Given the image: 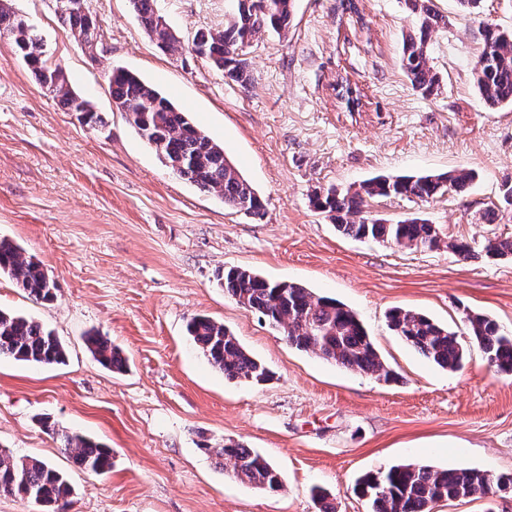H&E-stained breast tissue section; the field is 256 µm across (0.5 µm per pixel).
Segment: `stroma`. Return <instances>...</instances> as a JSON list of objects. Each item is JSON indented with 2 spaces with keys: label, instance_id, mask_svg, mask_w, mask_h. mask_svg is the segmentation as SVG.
<instances>
[{
  "label": "stroma",
  "instance_id": "obj_1",
  "mask_svg": "<svg viewBox=\"0 0 512 512\" xmlns=\"http://www.w3.org/2000/svg\"><path fill=\"white\" fill-rule=\"evenodd\" d=\"M11 4L104 120L92 128L65 111L0 40V238L57 286L55 300L41 302L1 276L0 310L43 323L66 351L58 365L0 358V448L62 470L74 489L67 512H318L315 486L336 512H367L354 485L379 468L512 472V376L494 374L476 351L462 370L442 369L385 318L394 307L413 309L462 335L470 310L512 335V260L356 241L309 202L313 191L377 174L468 168L475 179L463 193L376 199L369 215H417L445 239L512 238V212L499 224L479 221L512 180V108L488 109L472 81L485 26L512 30V0H483L476 14L435 0L447 26L429 43L441 79L430 97L399 65L402 36L415 25L400 0H361L360 24L337 14L336 0H295L287 37L267 33L247 47L243 85L190 50L197 31L223 28L226 0H159L181 42L176 52L157 48L129 0H85L99 31L91 52L54 0ZM115 67L163 92L223 145L260 192L262 217L226 209L161 164L113 103ZM340 76L363 89L361 111L337 104ZM229 267L346 304L399 382L292 347L225 294L214 272ZM196 314L224 323L272 380L225 379L187 336ZM91 334L123 352L125 372L95 359ZM64 431L111 448V470L74 466L61 451ZM227 439L265 455L282 490L217 466L203 447Z\"/></svg>",
  "mask_w": 512,
  "mask_h": 512
}]
</instances>
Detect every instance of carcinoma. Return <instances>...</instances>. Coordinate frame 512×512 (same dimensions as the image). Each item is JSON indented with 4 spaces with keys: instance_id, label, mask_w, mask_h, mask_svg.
Masks as SVG:
<instances>
[{
    "instance_id": "cac0c4a2",
    "label": "carcinoma",
    "mask_w": 512,
    "mask_h": 512,
    "mask_svg": "<svg viewBox=\"0 0 512 512\" xmlns=\"http://www.w3.org/2000/svg\"><path fill=\"white\" fill-rule=\"evenodd\" d=\"M141 25L163 52L178 49V39L158 22L157 0H130ZM295 0H234L224 28L197 33L191 50L224 72L231 80L245 83L250 74L245 46L258 35L273 31L285 36ZM415 17V28L404 35L400 66L412 88L425 96L437 90L438 77L429 66L428 43L432 33L447 25L446 17L433 0H403ZM63 18L82 42L97 40L96 25L88 13L65 11ZM0 38L7 40L45 85L55 82L61 107L76 111L78 95L69 88L62 70L53 65L44 43L33 34L12 8L11 0H0ZM475 87L488 107H512V34L489 26L484 47L473 67ZM112 100L126 113L128 122L142 138L161 145V161L178 178L199 190L221 197L224 206L253 217H262L265 205L253 184L240 172L224 147L213 141L156 88L138 75L114 69L109 75ZM336 98L347 111L360 106L358 88L344 79L333 87ZM470 169L424 175H378L359 187L316 191L310 197L313 208L326 214L336 229L355 240L372 239L395 248L434 250L444 247L467 260L479 252L467 240L440 237L435 225L421 217L387 223L367 216V200L400 197L433 199L449 191L460 193L474 180ZM489 259L512 258V238L489 239L482 247ZM8 276L31 297L51 302L57 287L39 262L23 255L7 239H0V275ZM224 291L243 309L263 316L280 329L288 343L348 370L369 375L386 383L399 376L381 359L358 315L346 305L317 297L305 286L288 282L286 287L259 273L241 267L217 272ZM389 328L420 355L449 370L463 369L470 347H477L488 367L498 374L512 375V336L505 334L489 316L467 311L470 344L462 343L456 332L415 310L393 308L386 315ZM187 334L212 367L228 380L260 385L271 378L270 370L241 345L223 323L206 316H194ZM87 343L97 361L120 372L125 360L104 336H89ZM44 365L65 361V349L54 333L24 316L0 310V357ZM63 448L78 468L102 474L112 466V450L77 432H63ZM220 467L236 479L270 493L282 488L276 467L262 454L240 442L229 441L220 448L204 445ZM359 493L368 500L369 512H432L442 501L512 491V473L493 474L470 468L438 469L406 463L366 473L358 482ZM0 491L34 504L41 512H65L72 494L66 475L53 463L31 457H17L0 449Z\"/></svg>"
}]
</instances>
